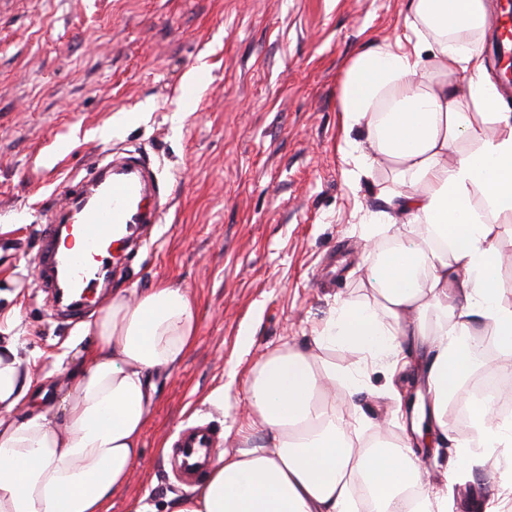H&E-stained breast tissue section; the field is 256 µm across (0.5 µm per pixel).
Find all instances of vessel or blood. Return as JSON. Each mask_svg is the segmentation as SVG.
Returning <instances> with one entry per match:
<instances>
[{
  "instance_id": "1",
  "label": "vessel or blood",
  "mask_w": 512,
  "mask_h": 512,
  "mask_svg": "<svg viewBox=\"0 0 512 512\" xmlns=\"http://www.w3.org/2000/svg\"><path fill=\"white\" fill-rule=\"evenodd\" d=\"M499 53L512 56V15L493 19ZM153 177L139 156L95 160L86 175L69 187L66 211L48 217L40 229L41 245L34 264L43 288L71 319L85 313L83 297L100 284L99 269L112 250L134 249L144 225L161 223L151 203ZM177 477L187 484L203 480L215 448L200 424L175 438Z\"/></svg>"
}]
</instances>
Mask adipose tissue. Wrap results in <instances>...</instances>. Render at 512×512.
Segmentation results:
<instances>
[{"mask_svg":"<svg viewBox=\"0 0 512 512\" xmlns=\"http://www.w3.org/2000/svg\"><path fill=\"white\" fill-rule=\"evenodd\" d=\"M405 22V43L352 59L339 95L346 128L368 132L359 167L386 163L399 178L387 210L365 219L395 242L372 257V296L343 302L309 349L278 348L253 366L260 444L217 455L172 512H355L358 484L374 512H434L442 492L424 484L414 435L447 430L449 402L486 368L477 323L512 353L497 248L512 236V113L479 50L487 6L410 0ZM198 322L182 288L114 293L82 328L91 346L74 390L50 407L14 348L0 349V512H110L134 476L155 379L182 361ZM336 346L392 370L429 355L428 399L398 406L399 441L363 444L346 429L363 373L326 364ZM471 427L474 464L489 446H512V421L493 409H475Z\"/></svg>","mask_w":512,"mask_h":512,"instance_id":"ef3b65f1","label":"adipose tissue"}]
</instances>
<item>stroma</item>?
<instances>
[{
  "label": "stroma",
  "instance_id": "1",
  "mask_svg": "<svg viewBox=\"0 0 512 512\" xmlns=\"http://www.w3.org/2000/svg\"><path fill=\"white\" fill-rule=\"evenodd\" d=\"M405 14L406 0H0V347L15 344L52 399L74 387L81 324L52 316L34 257L66 186L108 151L148 158L171 203L113 290L172 284L198 309L111 512H171L188 488L162 445L204 422L217 452L245 447L254 364L306 347L342 301L371 295L368 250L388 237L368 238L362 217L385 210L394 174L350 180L344 149L366 152L367 133L345 131L339 90L358 53L404 34ZM386 384L368 367L345 419L362 440L395 407ZM462 439L450 432L429 479H447V512H485L512 487V447L461 471Z\"/></svg>",
  "mask_w": 512,
  "mask_h": 512
}]
</instances>
